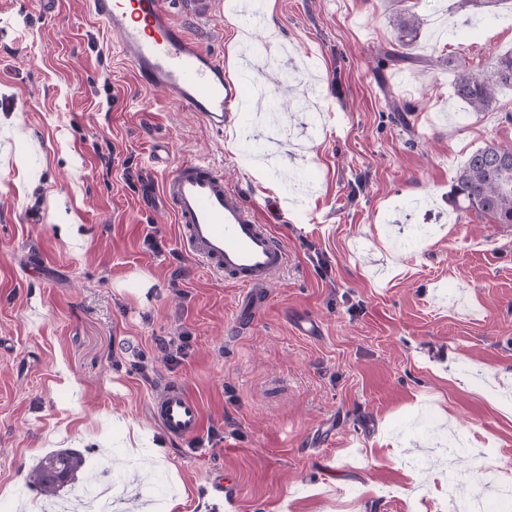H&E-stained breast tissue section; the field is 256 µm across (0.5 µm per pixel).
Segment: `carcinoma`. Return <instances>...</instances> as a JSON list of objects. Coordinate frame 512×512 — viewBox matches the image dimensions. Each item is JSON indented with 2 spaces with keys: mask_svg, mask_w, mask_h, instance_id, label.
Masks as SVG:
<instances>
[{
  "mask_svg": "<svg viewBox=\"0 0 512 512\" xmlns=\"http://www.w3.org/2000/svg\"><path fill=\"white\" fill-rule=\"evenodd\" d=\"M422 22L412 12L400 13L395 19L398 50L385 52L393 63L424 64L402 49L419 36ZM493 79L460 70L454 82V95L473 112H484L495 100L496 86L512 87V53L496 57L491 62ZM512 152L511 146L488 144L467 159L457 174L451 193L455 206L473 210L493 224H512ZM85 467L84 456L73 450H57L42 457L29 475L27 487L41 495L54 496L71 484Z\"/></svg>",
  "mask_w": 512,
  "mask_h": 512,
  "instance_id": "obj_1",
  "label": "carcinoma"
}]
</instances>
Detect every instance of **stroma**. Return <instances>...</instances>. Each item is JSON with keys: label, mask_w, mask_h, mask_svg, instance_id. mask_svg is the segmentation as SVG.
Masks as SVG:
<instances>
[{"label": "stroma", "mask_w": 512, "mask_h": 512, "mask_svg": "<svg viewBox=\"0 0 512 512\" xmlns=\"http://www.w3.org/2000/svg\"><path fill=\"white\" fill-rule=\"evenodd\" d=\"M237 0H175L195 41L251 94L216 132L141 90L87 0H0V512H40L47 453L108 454L118 491L158 512H443L449 442L481 512H512V224L454 208L472 152L512 145V88L453 98L458 68L512 51V0H405L439 43L396 48L388 0H274L246 32ZM210 161L288 251L267 299L182 248L155 159ZM320 332L296 330L299 316ZM199 401L194 445L150 403Z\"/></svg>", "instance_id": "obj_1"}]
</instances>
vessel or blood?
Instances as JSON below:
<instances>
[{"label": "vessel or blood", "mask_w": 512, "mask_h": 512, "mask_svg": "<svg viewBox=\"0 0 512 512\" xmlns=\"http://www.w3.org/2000/svg\"><path fill=\"white\" fill-rule=\"evenodd\" d=\"M91 14L118 37L123 61L137 84L162 92L223 131L239 115L246 91L228 79L218 58L176 23L168 0H88ZM185 251L207 272L255 298L288 266V253L256 211L225 186L209 162L190 158L164 181ZM156 423L171 438L190 442L202 428L199 402L181 385L170 384L152 402Z\"/></svg>", "instance_id": "obj_1"}]
</instances>
